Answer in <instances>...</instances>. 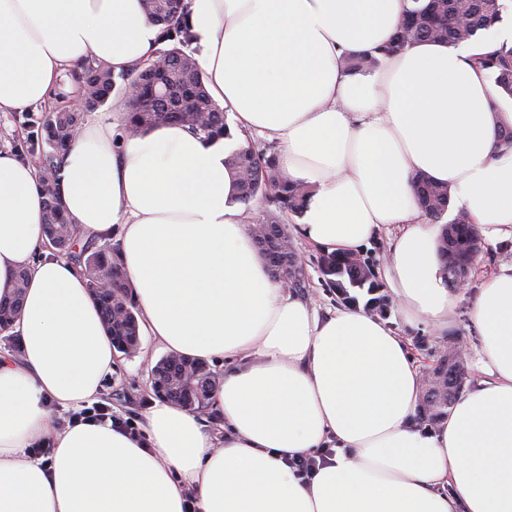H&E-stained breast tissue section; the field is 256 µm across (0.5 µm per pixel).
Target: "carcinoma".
Here are the masks:
<instances>
[{
	"label": "carcinoma",
	"mask_w": 512,
	"mask_h": 512,
	"mask_svg": "<svg viewBox=\"0 0 512 512\" xmlns=\"http://www.w3.org/2000/svg\"><path fill=\"white\" fill-rule=\"evenodd\" d=\"M507 9L504 0H414V7L407 10L391 39L382 47L364 53L349 54L344 59L348 72L374 68L379 57L405 51L421 42H444L457 45L463 42L478 43L485 31L502 20ZM149 17L163 25L162 39L166 42L185 43L189 40L187 27L182 25L187 14L186 0H150ZM160 73L169 75L174 85L189 83L197 108L191 115L176 112L175 98L149 99L141 109L132 113L129 130L147 132L159 126L175 123L192 135L206 141L217 142L227 136L224 109L207 94L204 72L199 62L183 53L177 60L156 58ZM475 67L486 72L497 97L490 99L493 112H501V102L512 101V46L505 43L498 48L473 57ZM143 63L135 62L118 73L112 67L91 55L70 73L74 91L88 97L94 107L107 103L117 92L129 96L135 87H142ZM84 115L63 109L43 113L38 126V140L49 150L31 149L30 156L37 168L38 178L45 197L44 228L46 236L56 239L61 249L55 254L63 256L81 268L87 287L99 303L108 333L118 352L127 354L138 343V310L131 300L132 293L126 284L119 258L120 248L112 240L87 239L80 241L75 224L66 216L59 192L62 154L82 127ZM225 165L233 175L237 200L249 205L254 200L264 205L263 213L253 225L261 232L253 240L263 256L273 278L288 271L293 288L302 287L303 272L283 220L290 213H300L309 195L302 184L288 181L280 172L274 148L257 152L252 143L232 151ZM417 204L421 216L436 222L448 212L451 194L448 185L420 176L415 181ZM448 279L455 283L467 275L473 258L480 251L477 234L470 225V218L463 211L457 212L450 223L443 225L438 240ZM322 268L336 295L344 297V288H377L372 265L356 256L339 259L329 253L322 258ZM28 271L21 269L16 275V290L9 298L0 300V332L11 329L23 303ZM198 372L199 381L214 392L219 381L203 361H186L183 357L169 355L161 359L153 371V389L156 395L169 397L181 392L175 376L185 364ZM439 383L426 384L423 410L432 419L445 414L455 393L463 384L461 366L457 355L450 350L436 364Z\"/></svg>",
	"instance_id": "carcinoma-1"
}]
</instances>
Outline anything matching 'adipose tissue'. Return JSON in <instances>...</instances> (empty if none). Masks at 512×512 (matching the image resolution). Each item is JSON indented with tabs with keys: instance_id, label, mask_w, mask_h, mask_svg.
I'll list each match as a JSON object with an SVG mask.
<instances>
[{
	"instance_id": "adipose-tissue-1",
	"label": "adipose tissue",
	"mask_w": 512,
	"mask_h": 512,
	"mask_svg": "<svg viewBox=\"0 0 512 512\" xmlns=\"http://www.w3.org/2000/svg\"><path fill=\"white\" fill-rule=\"evenodd\" d=\"M411 5L188 0L189 45L227 138L178 125L129 135L116 98L63 156V207L84 235H118L145 334L227 361L216 429L163 398L135 434L55 424L52 407L96 401L116 351L80 269L46 247L33 167L0 151V299L28 271L22 352L0 356V512H512V264L471 304L484 380L418 426L407 344L360 310L320 316L274 281L224 164L251 132L276 140L281 171L310 189L295 232L311 244L356 252L397 226L383 276L408 320L447 329L457 297L414 178L448 184L487 239L512 238V147L498 142L512 112L489 110L469 43H418L344 72L343 55L385 44ZM164 47L142 0H0V112L46 101L86 56L119 72ZM328 444L312 478L289 466ZM42 446L48 458L33 457Z\"/></svg>"
}]
</instances>
